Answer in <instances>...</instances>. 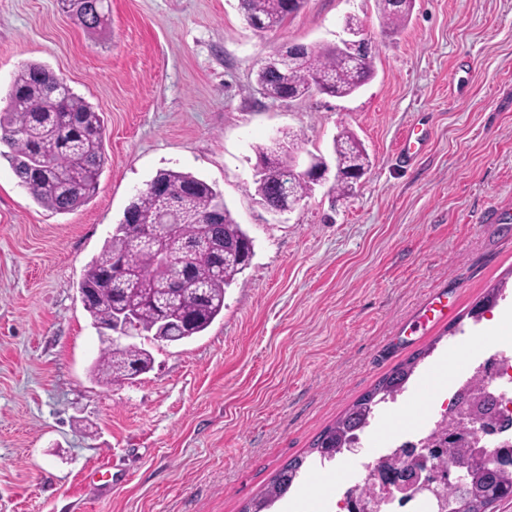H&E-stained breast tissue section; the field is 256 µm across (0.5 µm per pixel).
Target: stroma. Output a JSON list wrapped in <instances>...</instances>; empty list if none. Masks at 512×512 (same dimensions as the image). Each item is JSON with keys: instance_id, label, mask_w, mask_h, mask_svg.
I'll return each instance as SVG.
<instances>
[{"instance_id": "stroma-1", "label": "stroma", "mask_w": 512, "mask_h": 512, "mask_svg": "<svg viewBox=\"0 0 512 512\" xmlns=\"http://www.w3.org/2000/svg\"><path fill=\"white\" fill-rule=\"evenodd\" d=\"M84 28L58 0H0V109L40 62L101 112L107 163L68 214L33 201L0 159V512H239L272 474L413 353L366 451L421 424L449 365L512 330V0H415L383 32L376 0H307L259 33L238 0H106ZM354 15L379 51L357 93L275 100L256 72L285 42L322 47ZM354 132L371 165L347 196L316 187L291 211L255 193L256 146L281 131L300 160ZM425 140L412 163L401 139ZM219 191L253 240L224 312L180 344L138 338L152 368L98 383L105 341L78 288L131 197L158 171ZM505 297L481 320L490 288ZM447 322L407 333L437 292ZM351 454L273 512H329Z\"/></svg>"}]
</instances>
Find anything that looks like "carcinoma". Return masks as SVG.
<instances>
[{"label": "carcinoma", "instance_id": "1", "mask_svg": "<svg viewBox=\"0 0 512 512\" xmlns=\"http://www.w3.org/2000/svg\"><path fill=\"white\" fill-rule=\"evenodd\" d=\"M306 0H240L248 22L266 30L281 25L300 11ZM383 26L392 34L406 26L413 0H377ZM61 9L87 29L106 23L104 0H60ZM376 50L354 62L351 52L327 45L305 52L291 71H257V81L272 99H298L316 89L330 97H345L374 78ZM0 111V151L33 200L56 213H70L85 204L98 188L107 158L101 114L78 97L46 65L33 62L14 76ZM295 134L271 146H258L255 192L269 208H276L285 188L300 200L316 186L313 180L288 181V157ZM336 179L329 191L350 194L354 179L370 166V157L357 136L339 133L333 141ZM180 213L174 225L167 266H161L146 231L131 234V225L156 223L169 207ZM253 240L233 218L224 198L206 181L189 172L163 169L131 199L101 253L85 269L80 287L96 293L82 304L94 324L104 325L124 311L134 315L133 329L156 341L180 343L204 332L224 311V297L237 274L250 265ZM190 272L185 287L169 282L177 272ZM501 289L494 288L471 311L479 318L494 308ZM421 353L412 355L375 387L362 395L338 420L324 427L310 444L320 458L333 459L352 442V434L368 426L373 407L403 392ZM148 350L137 345L107 346L96 361L99 382L109 385L133 378L132 366L143 373L151 367ZM470 404L449 422L443 420L422 447L435 448L443 460L456 464L469 456L470 444L457 442L463 414L482 413L480 385L469 388ZM306 457L289 460L269 484L241 512H269L302 473ZM449 512H491L498 502L512 499V454L487 470L465 473L463 487L442 484Z\"/></svg>", "mask_w": 512, "mask_h": 512}]
</instances>
